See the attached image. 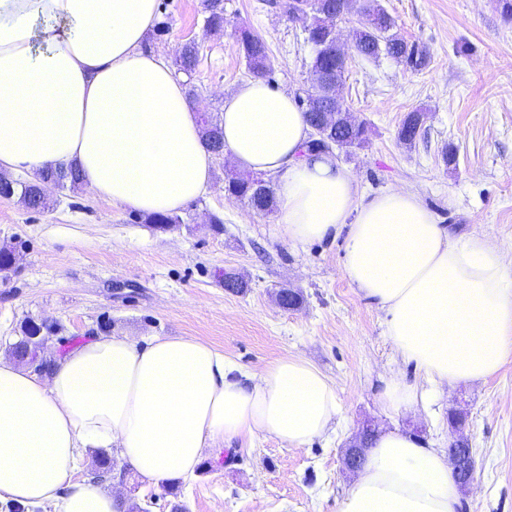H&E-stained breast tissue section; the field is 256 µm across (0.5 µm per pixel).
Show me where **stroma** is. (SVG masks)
Returning a JSON list of instances; mask_svg holds the SVG:
<instances>
[{"label":"stroma","mask_w":512,"mask_h":512,"mask_svg":"<svg viewBox=\"0 0 512 512\" xmlns=\"http://www.w3.org/2000/svg\"><path fill=\"white\" fill-rule=\"evenodd\" d=\"M379 2L424 51L425 65L361 58L350 50L357 15L338 22L350 50L344 101L368 127L369 141L337 159L359 196L415 193L452 235L478 232L512 254V23L498 0ZM204 18V0H159L143 42L170 65L184 43H197L196 112L221 115L225 96L251 80L238 41L244 29L268 46L264 79L272 88L293 94L306 84L313 50L301 21L267 0H224L217 32ZM415 110L426 118L407 146L398 131ZM239 169L232 156L214 160L209 190L165 230L83 184L51 190L54 204L45 211L0 198V247L15 246L17 254L11 270L0 272V355L9 356L28 319L56 324L44 350L54 357L106 325L137 340L197 338L247 375L298 355L335 383L342 406L336 431L303 448L244 435L208 453L194 478L159 487L112 453L114 471L125 476L115 491L145 512H341L353 481L344 448L365 421L445 449L454 408L467 413L475 458L462 512H512V358L488 380L444 383L424 408L387 413L379 397L390 374L430 386L386 336L384 311L347 279L345 231L306 246L284 241L279 212H255L225 192L226 172ZM228 272L247 281L244 292L226 290ZM284 288L300 293L297 308L278 305Z\"/></svg>","instance_id":"obj_1"}]
</instances>
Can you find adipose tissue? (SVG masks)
Instances as JSON below:
<instances>
[{
    "instance_id": "obj_1",
    "label": "adipose tissue",
    "mask_w": 512,
    "mask_h": 512,
    "mask_svg": "<svg viewBox=\"0 0 512 512\" xmlns=\"http://www.w3.org/2000/svg\"><path fill=\"white\" fill-rule=\"evenodd\" d=\"M156 10L157 0H0V173L74 166L101 198L144 213L179 211L207 191L213 155L185 89L141 49ZM221 125L236 162L277 175L283 239L346 228L345 274L431 383L484 380L512 357V260L485 235L451 237L405 190L358 201L346 167L303 153V112L264 80L225 100ZM340 414L334 382L309 360L289 356L244 381L193 337L95 335L44 376L0 358V497L126 512L117 493L72 479L80 452L120 448L158 486L245 434L303 447ZM460 506L445 453L394 429L376 436L341 512Z\"/></svg>"
}]
</instances>
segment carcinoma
I'll return each mask as SVG.
<instances>
[{
  "label": "carcinoma",
  "instance_id": "cac0c4a2",
  "mask_svg": "<svg viewBox=\"0 0 512 512\" xmlns=\"http://www.w3.org/2000/svg\"><path fill=\"white\" fill-rule=\"evenodd\" d=\"M327 9L336 8V4L343 0H316ZM287 13L288 16L302 22L306 34V40L311 44L314 55L309 68V85L298 93V105L304 112L307 122L312 127L319 126L320 113H336L335 123L326 128V136L336 143V147L346 153L356 148H362L368 141V128L356 129L349 125L344 113L341 92L345 73V62L336 52V44L333 36L322 25L320 8L317 6L299 9L293 0H275L272 3ZM362 14L366 20L386 19L384 25L363 26L357 29V54L365 59H376L385 53L388 56L403 62L414 69L424 65L422 58L417 56L415 48L396 31V23L392 16L381 7L378 0H367L362 6ZM205 24L213 30L224 28V0H205ZM240 45L243 56L250 72L261 75L267 67L268 47L259 36L244 31L240 36ZM198 58V50L193 42H187L183 51L176 60L178 72L186 75L188 96L193 99L196 96L195 87L191 85L190 77L195 70ZM424 121V113L414 111L408 113L399 131L398 138L406 145H412L418 136ZM200 124L205 134V141L214 157H224V132L219 120H213L206 116L201 118ZM81 181L79 170L72 168L69 171L48 168L43 170L34 180L22 182L9 177L0 176V197L10 199L16 195L27 198L30 209L41 211L47 208L48 197L41 192V186L50 185L57 189H63L67 185L75 186ZM224 191L242 198L258 212L268 213L274 209L275 197L271 183L263 186L250 180L229 177L224 184ZM53 327L32 320L22 326V338L14 344L19 349L27 344H33L38 339L50 335Z\"/></svg>",
  "mask_w": 512,
  "mask_h": 512
}]
</instances>
